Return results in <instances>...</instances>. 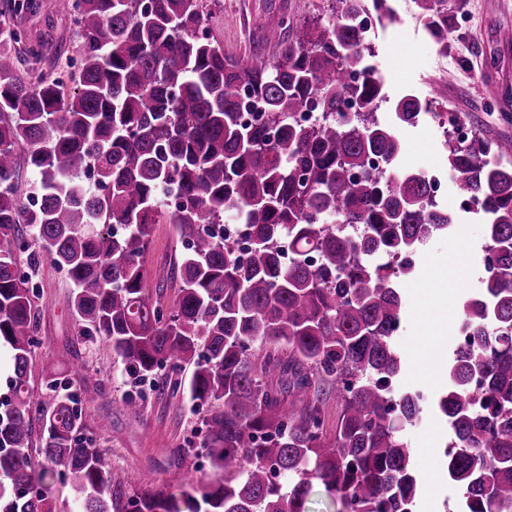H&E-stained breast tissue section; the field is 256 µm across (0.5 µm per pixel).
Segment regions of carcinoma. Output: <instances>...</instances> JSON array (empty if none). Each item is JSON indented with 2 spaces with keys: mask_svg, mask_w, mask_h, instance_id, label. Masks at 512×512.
Instances as JSON below:
<instances>
[{
  "mask_svg": "<svg viewBox=\"0 0 512 512\" xmlns=\"http://www.w3.org/2000/svg\"><path fill=\"white\" fill-rule=\"evenodd\" d=\"M334 2L312 33L271 19L272 62L225 56L206 33L204 0H65L82 39L66 74H22L0 53V346L12 368L0 401V512H55L47 480L70 486L82 512H305L314 483L339 512L416 507L422 478L403 431L423 409L397 389L400 268L458 214L401 162L403 129L429 102L406 92L391 120L376 114L385 80L360 19L394 21L390 0ZM414 2L442 39L448 0ZM18 42L10 10L0 11V50ZM246 91L259 105L249 120ZM304 108L316 122L294 120ZM505 143L477 133L448 143L455 189L484 225L489 270L462 300L470 341L454 350L434 404L452 429L448 476L464 489L456 512H512ZM25 170L36 175L35 204L18 192ZM231 212L250 234L245 255L216 230ZM156 224L174 225L186 246L168 311L145 283ZM32 242L73 286L78 335L105 339L131 376L169 368L162 385L204 411L207 483L114 491L109 453L78 436L94 428L100 390L61 393L52 374L55 395L32 401L40 290L16 255Z\"/></svg>",
  "mask_w": 512,
  "mask_h": 512,
  "instance_id": "carcinoma-1",
  "label": "carcinoma"
}]
</instances>
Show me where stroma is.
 <instances>
[{
  "mask_svg": "<svg viewBox=\"0 0 512 512\" xmlns=\"http://www.w3.org/2000/svg\"><path fill=\"white\" fill-rule=\"evenodd\" d=\"M36 2L37 9L22 14L19 25L26 41L43 43L46 53L40 59L18 54L17 67L56 73L66 63L56 59L55 48L65 49L67 58H78V29L71 15L58 10L56 0ZM327 4L328 0H220L212 9L208 33L229 56L270 61L276 52L262 40L267 21L284 13L291 23L299 24ZM394 6L398 24L379 27L374 40L375 63L389 96L381 105L382 114L391 116L393 98L409 91L430 101L433 112L462 116L484 137H512V40L502 37L504 31H512V0H448L454 33L440 54L429 47L414 0H395ZM445 139L431 115L424 116L417 127L403 133V164L416 171L446 169ZM483 236L482 224L461 217L452 233L437 234L419 248L412 257L414 276L402 285L403 331L395 339L404 360L402 382L422 391L426 402H434L448 388L447 367L457 343L464 294L456 283L463 279L469 287H478L483 275ZM184 252L172 225H155L146 255V285L150 295H161L168 307L180 288L169 272ZM34 280L40 288L31 365L34 398L46 396V375L82 363L83 377L70 378L68 390L73 393L95 385L102 391L95 406L94 431L98 447L112 455L113 485L129 491L146 474L174 491L207 482L212 474L208 460L184 452L204 433L201 414L191 412L184 396L134 381L107 341L78 338L70 283L49 259H41ZM421 348L427 352L423 364L415 356ZM131 396L141 401L135 414L122 404L123 398ZM407 436L416 449L414 468L422 477L418 512H452L461 491L446 471L444 450L451 437L446 419L436 412L426 413L408 428ZM427 441L432 448L426 452L422 446Z\"/></svg>",
  "mask_w": 512,
  "mask_h": 512,
  "instance_id": "obj_1",
  "label": "stroma"
}]
</instances>
